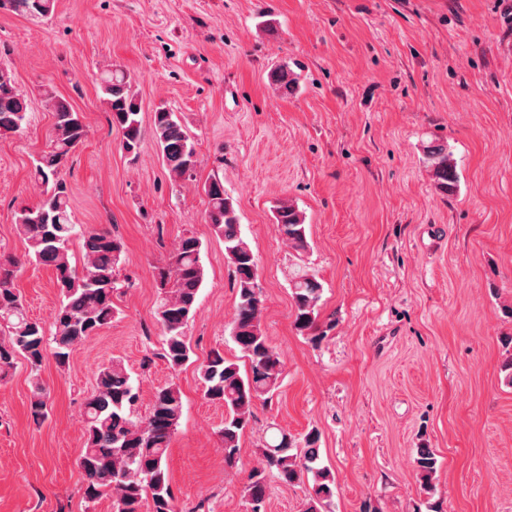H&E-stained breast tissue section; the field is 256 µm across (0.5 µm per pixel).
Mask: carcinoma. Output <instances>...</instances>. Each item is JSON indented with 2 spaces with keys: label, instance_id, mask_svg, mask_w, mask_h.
<instances>
[{
  "label": "carcinoma",
  "instance_id": "1",
  "mask_svg": "<svg viewBox=\"0 0 512 512\" xmlns=\"http://www.w3.org/2000/svg\"><path fill=\"white\" fill-rule=\"evenodd\" d=\"M55 8L56 0H0V12L23 18L46 19ZM270 78L286 94L297 83L286 65L274 68ZM100 90L111 125L122 131L123 149L138 154L144 139L141 106L125 74L117 69L104 71ZM43 96L53 124L47 149L35 160L34 176L46 186V196L36 206L21 209L15 225L26 243L25 257L55 274L59 307L52 336L53 356L58 365L64 366L86 340L112 323L117 313L113 298L119 290L116 271L122 263L124 243L110 230L80 232L73 224L70 189L63 170L88 130L82 113L52 88H43ZM27 120L26 100L18 93L10 70L0 65V137L19 132ZM151 135L169 176L175 181L192 178L196 153L176 113L165 106L156 107ZM423 154L435 187L445 194L455 193L459 182L457 161L448 144L432 141L424 146ZM204 193L206 222L224 241V257L236 288L231 339L249 363V369L243 371L237 362L214 350L199 369L204 398L224 407V422L217 434L224 448V464L232 468L239 460L240 440L252 426L255 404L273 399L284 368L261 328L257 261L242 235L234 201L216 178L204 185ZM275 226L298 256L308 252L306 217L293 200L277 201ZM77 236L83 239L80 271L72 262L70 249ZM201 247L197 237H181L168 264L159 268L156 276L155 319L162 331L160 357L174 370L190 360L185 327L196 313L205 280ZM19 267L16 257L0 254V327L4 328L0 379L14 368L18 358L26 361L32 384L29 410L38 421L47 416V394L40 379L47 339L42 324L26 315L14 288ZM289 286L295 329L310 342H320L325 338L320 324L322 283L299 265L291 273ZM138 400V388L120 359L114 358L98 370L94 391L84 403L85 446L79 458L86 478L84 497L95 501L112 494L116 512H178L170 486L167 450L182 415L181 390L174 383L156 390L148 414L152 419L149 427L136 413ZM320 442L321 432L314 427L298 438L281 431L264 442L262 466L251 472L244 489L247 512H266L271 480L294 486L306 478L311 484L304 512H329L336 483L331 470L320 465ZM414 463L423 492L432 494V479L438 468L436 454L430 448H419Z\"/></svg>",
  "mask_w": 512,
  "mask_h": 512
}]
</instances>
